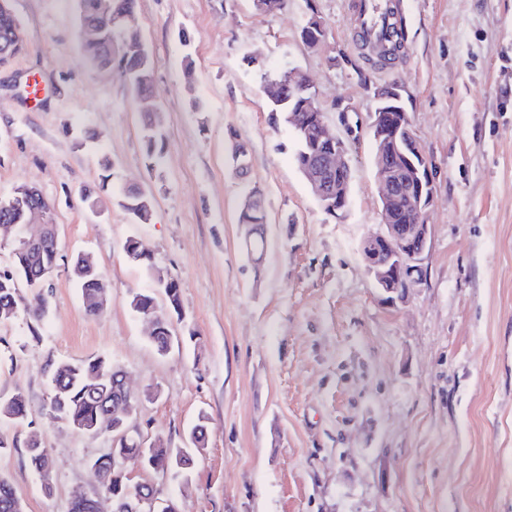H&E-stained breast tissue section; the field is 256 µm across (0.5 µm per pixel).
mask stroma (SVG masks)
I'll list each match as a JSON object with an SVG mask.
<instances>
[{
    "instance_id": "1",
    "label": "stroma",
    "mask_w": 512,
    "mask_h": 512,
    "mask_svg": "<svg viewBox=\"0 0 512 512\" xmlns=\"http://www.w3.org/2000/svg\"><path fill=\"white\" fill-rule=\"evenodd\" d=\"M352 2L288 0L261 15L253 0H138L168 136L152 171L139 101L125 76L88 60L76 0H11L27 48L0 66V197L26 184L51 200L60 253L42 288L48 316L0 323V399H27L25 420L0 426L11 444L0 475L25 512H68L93 489L89 460L112 446L47 415L51 363L93 356L157 390L129 422L144 441L187 447L208 413L189 470L128 466L181 512H512V0H399L406 36L388 62L359 48ZM312 10L327 33L319 49L299 36ZM292 68L349 148V205L336 217L270 120L261 75ZM394 82L435 198L423 279L391 304L360 243L382 222L369 121ZM238 144L251 156L244 181ZM97 185L93 211L79 196ZM248 185L266 202L258 263L238 222ZM130 187L153 197L150 223L121 208ZM131 237L181 287L173 330L187 342L165 356L129 306L155 286L126 256ZM78 253L110 289L96 317L71 275ZM33 438L55 462L47 488L27 463Z\"/></svg>"
}]
</instances>
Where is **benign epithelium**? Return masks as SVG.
I'll use <instances>...</instances> for the list:
<instances>
[{"mask_svg": "<svg viewBox=\"0 0 512 512\" xmlns=\"http://www.w3.org/2000/svg\"><path fill=\"white\" fill-rule=\"evenodd\" d=\"M294 87L310 92L304 102L309 112L322 111L316 88L306 73L292 70ZM369 131L377 154L376 179L380 189L381 229L369 233L361 244L368 272L386 301L407 299L410 289L421 282V261L429 242L425 215L434 200L430 164L411 128L400 86L390 84L376 94ZM319 138L326 144L306 169V178L317 199L341 211L348 202L351 169L345 160L346 142L320 122ZM244 211L258 214L264 201L256 189L243 197ZM104 457L91 462L94 490L74 496L70 509L102 512L101 503L112 501L105 475Z\"/></svg>", "mask_w": 512, "mask_h": 512, "instance_id": "benign-epithelium-1", "label": "benign epithelium"}]
</instances>
